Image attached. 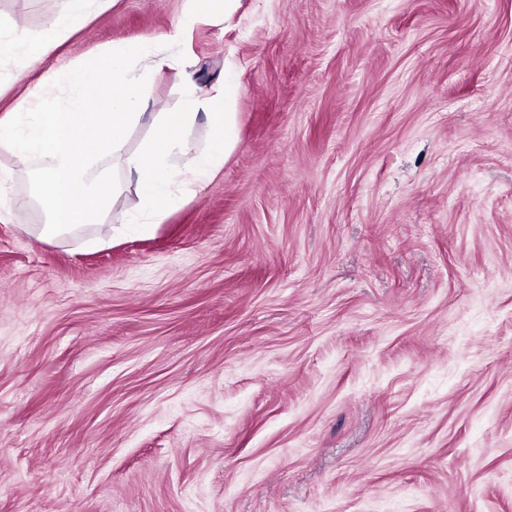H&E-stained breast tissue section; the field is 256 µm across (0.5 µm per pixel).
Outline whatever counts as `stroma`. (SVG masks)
<instances>
[{
	"label": "stroma",
	"instance_id": "stroma-1",
	"mask_svg": "<svg viewBox=\"0 0 512 512\" xmlns=\"http://www.w3.org/2000/svg\"><path fill=\"white\" fill-rule=\"evenodd\" d=\"M68 0H0L40 37ZM88 0L0 114L149 40L153 112L242 69L237 144L152 233L0 222V512H512V0ZM222 0H187L182 18L173 25L171 30L164 35L169 41H179L186 29L192 26L196 20L201 18H211L219 12V4Z\"/></svg>",
	"mask_w": 512,
	"mask_h": 512
}]
</instances>
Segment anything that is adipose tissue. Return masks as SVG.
Segmentation results:
<instances>
[{"label": "adipose tissue", "mask_w": 512, "mask_h": 512, "mask_svg": "<svg viewBox=\"0 0 512 512\" xmlns=\"http://www.w3.org/2000/svg\"><path fill=\"white\" fill-rule=\"evenodd\" d=\"M86 0H69L66 10L51 14L40 38L15 29H0V55L23 54L40 62L51 49L65 42L80 21L86 19ZM149 46L141 41L102 53L63 68L44 72L39 83L26 87L10 111L0 116V148L7 149L19 168L37 166L40 179L35 198L0 197V222L13 210L44 202L45 223L31 225L37 240L50 241L91 224L112 219L115 201L124 183H133L144 205L143 216L133 223L141 233H150L180 201L173 190L172 157L193 154L182 173L185 191L198 194L216 177L236 144L233 106L243 87L236 63L224 73L222 102H215L195 83H188L181 111L155 114L152 135L134 152L125 144L132 128L142 118L151 99V88L166 75L165 60H151L143 70L130 67L133 57H148ZM64 82L65 96L44 107L48 90ZM205 115L211 131L206 150L195 152L187 128L198 115ZM94 144L104 167L96 166L82 150Z\"/></svg>", "instance_id": "adipose-tissue-1"}]
</instances>
